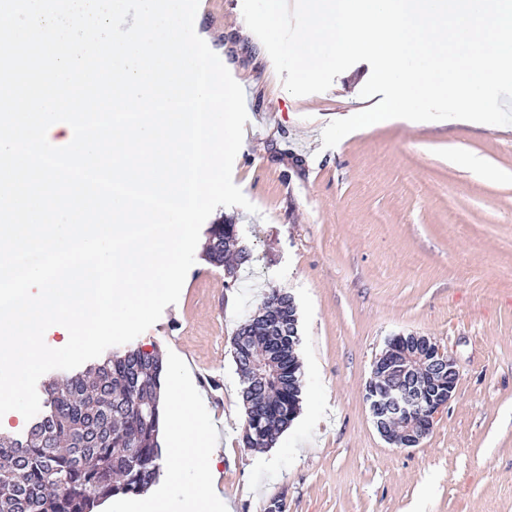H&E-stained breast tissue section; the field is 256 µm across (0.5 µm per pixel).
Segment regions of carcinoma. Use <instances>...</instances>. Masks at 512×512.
Wrapping results in <instances>:
<instances>
[{
    "label": "carcinoma",
    "mask_w": 512,
    "mask_h": 512,
    "mask_svg": "<svg viewBox=\"0 0 512 512\" xmlns=\"http://www.w3.org/2000/svg\"><path fill=\"white\" fill-rule=\"evenodd\" d=\"M237 240V225L213 224L203 250L231 280L237 267L227 253ZM289 298L271 291L231 341L251 431L241 437L247 448L273 446L300 410L297 336H276L266 321L277 308L297 327ZM163 373L159 353L137 347L48 383L44 411L23 437L0 434V512H95L108 498L148 490L162 460Z\"/></svg>",
    "instance_id": "obj_1"
}]
</instances>
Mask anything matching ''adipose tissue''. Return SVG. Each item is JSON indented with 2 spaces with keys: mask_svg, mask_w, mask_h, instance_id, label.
<instances>
[{
  "mask_svg": "<svg viewBox=\"0 0 512 512\" xmlns=\"http://www.w3.org/2000/svg\"><path fill=\"white\" fill-rule=\"evenodd\" d=\"M187 369L173 365L165 397L164 431L169 444L168 474L173 482L192 479L184 507L186 512H215L220 502L210 488L216 479L221 451L211 426L200 422L193 409L198 396L185 387Z\"/></svg>",
  "mask_w": 512,
  "mask_h": 512,
  "instance_id": "adipose-tissue-1",
  "label": "adipose tissue"
}]
</instances>
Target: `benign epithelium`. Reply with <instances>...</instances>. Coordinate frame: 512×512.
<instances>
[{"instance_id": "benign-epithelium-1", "label": "benign epithelium", "mask_w": 512, "mask_h": 512, "mask_svg": "<svg viewBox=\"0 0 512 512\" xmlns=\"http://www.w3.org/2000/svg\"><path fill=\"white\" fill-rule=\"evenodd\" d=\"M366 388L374 425L389 444L416 448L455 395L460 371L454 357L429 336L398 334L375 356Z\"/></svg>"}]
</instances>
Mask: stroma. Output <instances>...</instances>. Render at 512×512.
<instances>
[{"label":"stroma","instance_id":"35a3bbf8","mask_svg":"<svg viewBox=\"0 0 512 512\" xmlns=\"http://www.w3.org/2000/svg\"><path fill=\"white\" fill-rule=\"evenodd\" d=\"M198 35L249 108L233 180L256 206L218 207L253 259L237 281L196 261L180 298L135 338L185 366L196 415L215 425L218 493L231 512H512V130L381 121L323 147L360 98V62L311 102L284 88L242 0H200ZM297 307L301 411L273 448L247 447L231 339L271 290ZM418 333L460 368L455 397L418 448L377 432L364 399L388 337Z\"/></svg>","mask_w":512,"mask_h":512}]
</instances>
